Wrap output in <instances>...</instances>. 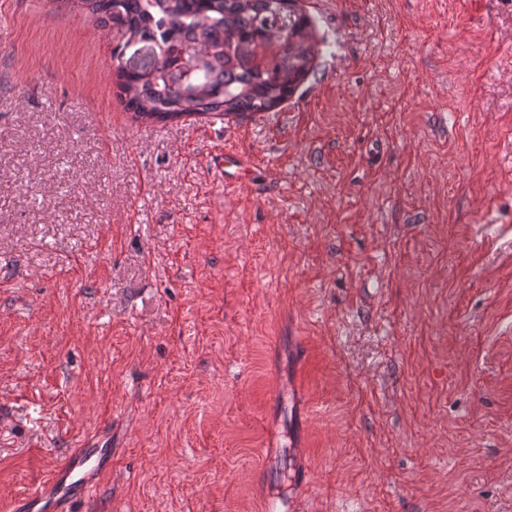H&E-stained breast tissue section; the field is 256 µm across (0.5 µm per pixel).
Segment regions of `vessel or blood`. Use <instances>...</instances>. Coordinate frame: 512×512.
I'll list each match as a JSON object with an SVG mask.
<instances>
[{"instance_id": "b4317fda", "label": "vessel or blood", "mask_w": 512, "mask_h": 512, "mask_svg": "<svg viewBox=\"0 0 512 512\" xmlns=\"http://www.w3.org/2000/svg\"><path fill=\"white\" fill-rule=\"evenodd\" d=\"M111 467L112 435L107 431L95 433L20 500V512H70L74 501L96 493L100 475Z\"/></svg>"}]
</instances>
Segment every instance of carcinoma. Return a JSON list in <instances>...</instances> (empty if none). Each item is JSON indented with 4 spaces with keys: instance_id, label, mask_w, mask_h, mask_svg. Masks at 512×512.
Wrapping results in <instances>:
<instances>
[{
    "instance_id": "carcinoma-1",
    "label": "carcinoma",
    "mask_w": 512,
    "mask_h": 512,
    "mask_svg": "<svg viewBox=\"0 0 512 512\" xmlns=\"http://www.w3.org/2000/svg\"><path fill=\"white\" fill-rule=\"evenodd\" d=\"M122 42L116 86L139 119L268 112L305 79L314 47L294 0H71ZM157 49L141 68L121 63L131 42Z\"/></svg>"
}]
</instances>
